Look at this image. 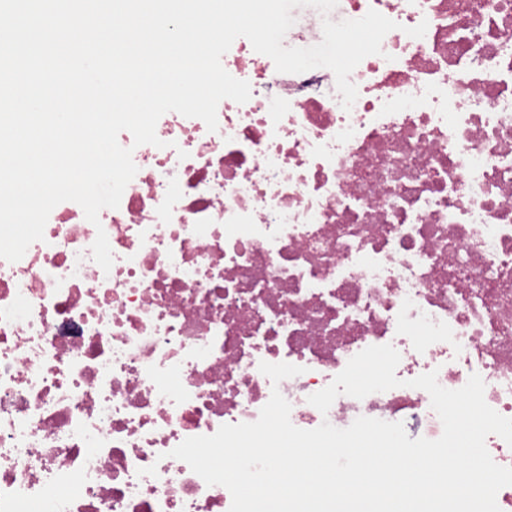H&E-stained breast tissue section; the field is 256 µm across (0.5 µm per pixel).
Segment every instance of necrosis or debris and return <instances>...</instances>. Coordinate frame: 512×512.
<instances>
[{
    "mask_svg": "<svg viewBox=\"0 0 512 512\" xmlns=\"http://www.w3.org/2000/svg\"><path fill=\"white\" fill-rule=\"evenodd\" d=\"M397 24L350 75L277 72L237 38L224 69L250 99L218 129L164 114L118 208H54L43 240L0 259V512H229L172 458L250 423L273 391L311 430L358 417L443 432L433 371L471 374L512 418V0H339ZM427 22L424 37L407 28ZM105 231L110 271L91 246ZM400 387L328 413L307 398L374 345ZM302 367L272 385L261 362Z\"/></svg>",
    "mask_w": 512,
    "mask_h": 512,
    "instance_id": "obj_1",
    "label": "necrosis or debris"
}]
</instances>
